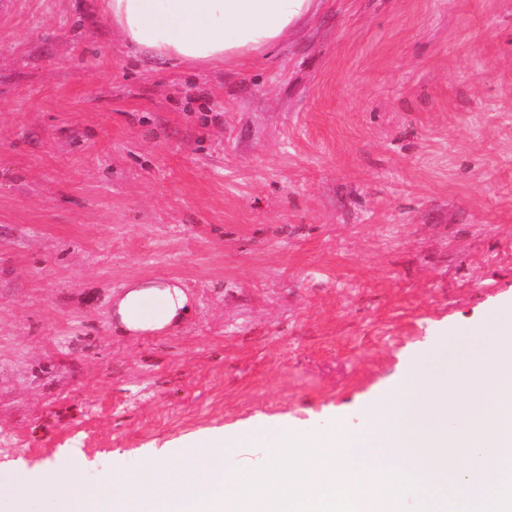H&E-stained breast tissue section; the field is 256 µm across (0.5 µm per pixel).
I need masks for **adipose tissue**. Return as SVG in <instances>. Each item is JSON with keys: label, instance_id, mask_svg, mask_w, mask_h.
Wrapping results in <instances>:
<instances>
[{"label": "adipose tissue", "instance_id": "1", "mask_svg": "<svg viewBox=\"0 0 512 512\" xmlns=\"http://www.w3.org/2000/svg\"><path fill=\"white\" fill-rule=\"evenodd\" d=\"M127 46L191 66L234 65L273 53L319 10L322 0H99ZM191 313L174 283H129L113 317L130 334L159 333Z\"/></svg>", "mask_w": 512, "mask_h": 512}]
</instances>
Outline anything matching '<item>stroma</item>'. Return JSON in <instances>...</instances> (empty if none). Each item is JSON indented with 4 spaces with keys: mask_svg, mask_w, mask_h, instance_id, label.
<instances>
[{
    "mask_svg": "<svg viewBox=\"0 0 512 512\" xmlns=\"http://www.w3.org/2000/svg\"><path fill=\"white\" fill-rule=\"evenodd\" d=\"M133 281L190 317L112 326ZM512 328V0H325L271 57L0 12V472L98 487L196 438L364 422Z\"/></svg>",
    "mask_w": 512,
    "mask_h": 512,
    "instance_id": "obj_1",
    "label": "stroma"
}]
</instances>
